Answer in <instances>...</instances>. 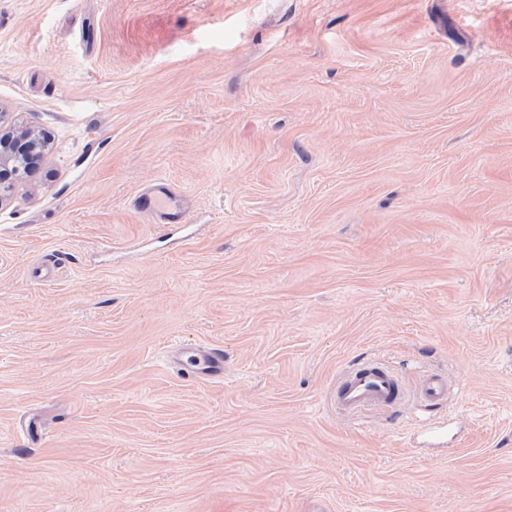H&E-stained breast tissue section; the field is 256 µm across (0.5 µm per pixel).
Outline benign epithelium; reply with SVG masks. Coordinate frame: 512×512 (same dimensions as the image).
Returning <instances> with one entry per match:
<instances>
[{"instance_id":"1","label":"benign epithelium","mask_w":512,"mask_h":512,"mask_svg":"<svg viewBox=\"0 0 512 512\" xmlns=\"http://www.w3.org/2000/svg\"><path fill=\"white\" fill-rule=\"evenodd\" d=\"M47 147L46 138L30 130L0 132V200L37 164Z\"/></svg>"}]
</instances>
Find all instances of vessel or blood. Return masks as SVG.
<instances>
[{
	"label": "vessel or blood",
	"mask_w": 512,
	"mask_h": 512,
	"mask_svg": "<svg viewBox=\"0 0 512 512\" xmlns=\"http://www.w3.org/2000/svg\"><path fill=\"white\" fill-rule=\"evenodd\" d=\"M141 210L157 213L172 221L180 216V202L174 187L157 185L152 192L141 195ZM177 363L190 364L199 378L206 381L222 379L224 356L212 348L179 346L173 351ZM421 407H437L448 402V382L439 375L423 377L415 392ZM404 387L398 375L374 358L365 359L344 370L336 384L335 405L338 411L357 415L368 410L401 405Z\"/></svg>",
	"instance_id": "1"
}]
</instances>
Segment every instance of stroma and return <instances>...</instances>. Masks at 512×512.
I'll list each match as a JSON object with an SVG mask.
<instances>
[{"label":"stroma","mask_w":512,"mask_h":512,"mask_svg":"<svg viewBox=\"0 0 512 512\" xmlns=\"http://www.w3.org/2000/svg\"><path fill=\"white\" fill-rule=\"evenodd\" d=\"M0 127V512H512V0H0ZM48 147L45 137L30 130H0V201L29 168L42 158ZM138 207L141 210L158 213L166 221L178 219L180 202L174 187L168 184H158L149 194L139 197ZM173 357L179 365L189 363L197 376L205 381L219 380L224 376V356L215 349L179 346L174 349ZM404 387L386 364L367 358L344 370L336 384V410L358 415L368 410L403 405ZM415 395L420 407L445 405L448 403V381L439 375H427L420 380Z\"/></svg>","instance_id":"35a3bbf8"}]
</instances>
